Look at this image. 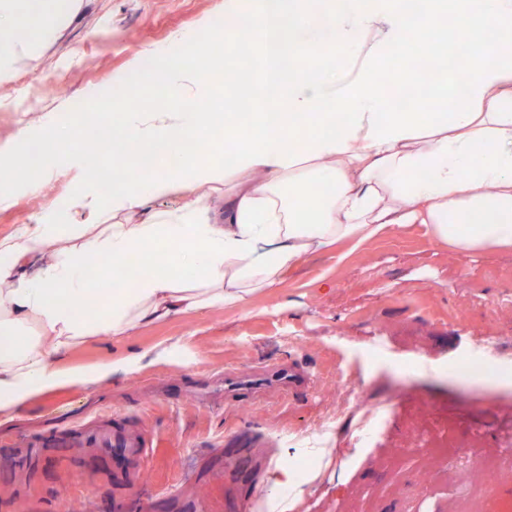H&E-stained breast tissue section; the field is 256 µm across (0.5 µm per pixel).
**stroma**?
<instances>
[{"mask_svg":"<svg viewBox=\"0 0 512 512\" xmlns=\"http://www.w3.org/2000/svg\"><path fill=\"white\" fill-rule=\"evenodd\" d=\"M223 6L82 0L62 37L18 64L0 84V148L50 119L74 131L51 175L0 207V236L58 218L92 175L139 177L129 140L85 150L88 124L112 126L117 113L73 114L66 105ZM23 83L33 108L18 105ZM169 336L195 337L197 359L58 392L0 426V512H256L270 462L293 459L319 472L293 512H461L470 501L478 512H512V384L453 374L485 349L512 363L511 253L463 259L412 224L362 249L311 257L245 307L181 314L130 343L91 341L74 357L94 364ZM288 362L311 375L305 392L270 387L254 402L225 401V369L249 376ZM115 427L146 439L150 455L85 445L88 434ZM422 429L448 435L453 448L392 466ZM488 455L499 459L490 489L474 464Z\"/></svg>","mask_w":512,"mask_h":512,"instance_id":"stroma-1","label":"stroma"}]
</instances>
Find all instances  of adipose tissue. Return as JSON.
<instances>
[{
    "mask_svg": "<svg viewBox=\"0 0 512 512\" xmlns=\"http://www.w3.org/2000/svg\"><path fill=\"white\" fill-rule=\"evenodd\" d=\"M19 2L0 0V83L62 36L82 0H53L29 34ZM418 19L429 27L451 19L470 35L453 53H433L442 64L433 77L440 109L425 121L395 110L380 81ZM240 26L264 33L260 83L225 68L223 111L200 112L210 82L200 57L187 54L192 35L173 34L134 57L91 95L122 113L143 179L113 183L105 199L76 188L67 208L93 222L20 224L0 238V424L34 399L143 369L146 357L133 349L93 365L75 361L89 340L129 339L161 319L242 306L335 246L361 248L394 227L422 224L462 258L512 253V42L497 37L512 27V0H419L414 10L406 0H264L259 11L253 0H224L198 23L218 35ZM155 82L183 107L142 112L112 96ZM259 87L274 117L256 135L237 103ZM219 123L241 140L226 146L223 162L192 155L158 164L171 145L207 137ZM68 135L52 120L37 136L22 134L18 183L39 185L50 173L46 158ZM179 192L192 200L153 207ZM136 251L147 264L86 309L89 259L119 267ZM265 483L264 512H291L305 497L306 479L280 461Z\"/></svg>",
    "mask_w": 512,
    "mask_h": 512,
    "instance_id": "adipose-tissue-1",
    "label": "adipose tissue"
}]
</instances>
